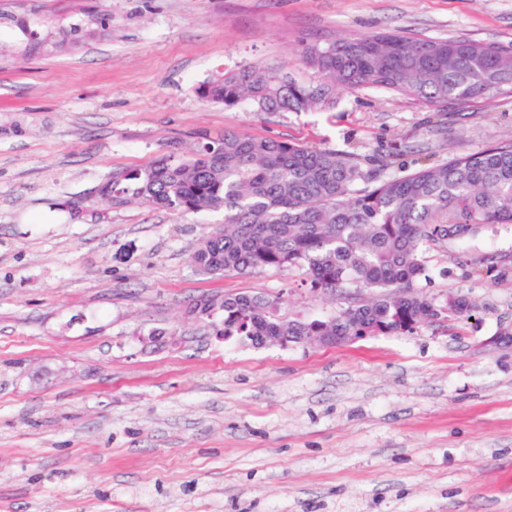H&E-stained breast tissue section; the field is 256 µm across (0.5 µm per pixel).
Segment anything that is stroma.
Here are the masks:
<instances>
[{
  "label": "stroma",
  "instance_id": "1",
  "mask_svg": "<svg viewBox=\"0 0 512 512\" xmlns=\"http://www.w3.org/2000/svg\"><path fill=\"white\" fill-rule=\"evenodd\" d=\"M0 512H512V224L425 244L416 291L471 319L256 348L188 317L260 293L346 301L303 269L194 268L220 211L94 198L121 168L230 129L394 165L512 141V95L437 109L362 87L259 114L197 87L248 64L309 82L307 42L402 31L512 45V0H0ZM22 26L10 24V17ZM79 25L78 39L67 31ZM50 39L25 51L26 30Z\"/></svg>",
  "mask_w": 512,
  "mask_h": 512
}]
</instances>
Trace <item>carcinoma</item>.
<instances>
[{
  "label": "carcinoma",
  "mask_w": 512,
  "mask_h": 512,
  "mask_svg": "<svg viewBox=\"0 0 512 512\" xmlns=\"http://www.w3.org/2000/svg\"><path fill=\"white\" fill-rule=\"evenodd\" d=\"M303 62L321 81L300 83L274 66L243 65L204 82L199 95L257 112L336 108V90L375 86L432 107L512 93V46L464 37L420 38L363 33L309 43ZM192 157L163 154L143 168L116 169L98 189L114 208L148 205L175 213L224 211V224L203 236L191 263L212 274L267 268L306 269L311 287L332 295L350 285L373 289L327 320H280L277 300L229 294L193 316L220 323L216 335H412L424 324L472 316L475 303L450 295L439 304L416 292L425 275L423 245L480 224H512V142L464 151L434 165L382 177L365 157L333 148L224 131Z\"/></svg>",
  "instance_id": "carcinoma-1"
}]
</instances>
